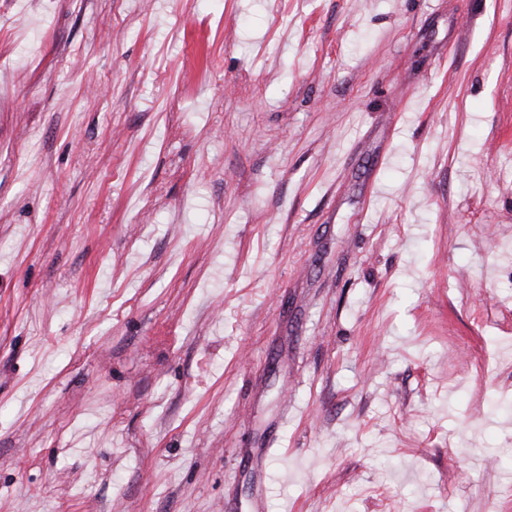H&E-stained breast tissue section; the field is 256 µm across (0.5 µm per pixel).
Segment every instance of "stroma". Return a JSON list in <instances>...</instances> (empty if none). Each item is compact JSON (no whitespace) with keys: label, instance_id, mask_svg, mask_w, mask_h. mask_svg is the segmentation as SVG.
Here are the masks:
<instances>
[{"label":"stroma","instance_id":"35a3bbf8","mask_svg":"<svg viewBox=\"0 0 512 512\" xmlns=\"http://www.w3.org/2000/svg\"><path fill=\"white\" fill-rule=\"evenodd\" d=\"M512 0H0V512H512Z\"/></svg>","mask_w":512,"mask_h":512}]
</instances>
